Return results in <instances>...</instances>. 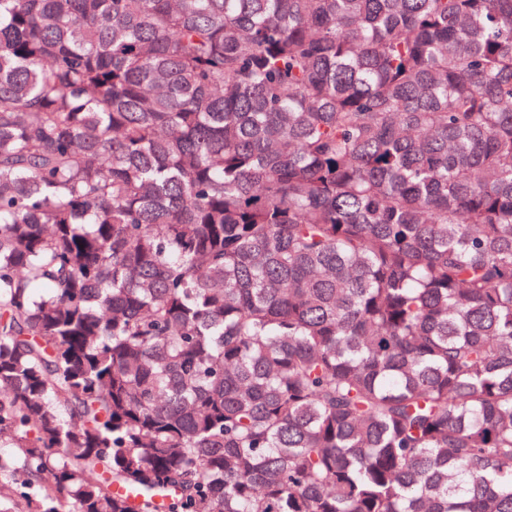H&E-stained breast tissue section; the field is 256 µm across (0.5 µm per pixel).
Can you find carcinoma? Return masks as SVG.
Returning a JSON list of instances; mask_svg holds the SVG:
<instances>
[{"label": "carcinoma", "mask_w": 512, "mask_h": 512, "mask_svg": "<svg viewBox=\"0 0 512 512\" xmlns=\"http://www.w3.org/2000/svg\"><path fill=\"white\" fill-rule=\"evenodd\" d=\"M0 512H512V0H0Z\"/></svg>", "instance_id": "cac0c4a2"}]
</instances>
